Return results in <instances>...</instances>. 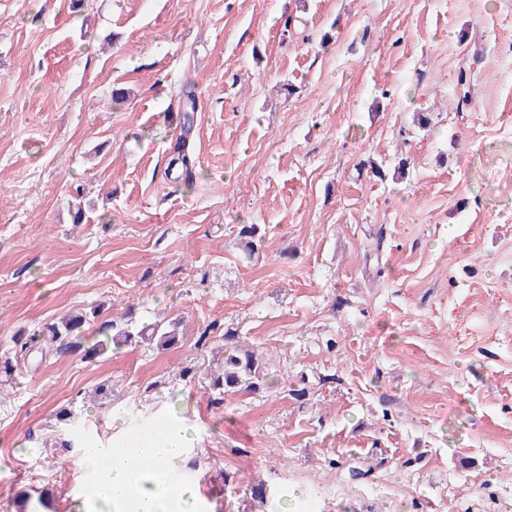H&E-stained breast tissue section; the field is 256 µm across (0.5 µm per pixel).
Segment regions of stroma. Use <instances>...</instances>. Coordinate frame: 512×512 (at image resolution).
<instances>
[{"mask_svg":"<svg viewBox=\"0 0 512 512\" xmlns=\"http://www.w3.org/2000/svg\"><path fill=\"white\" fill-rule=\"evenodd\" d=\"M130 308L178 346L85 358ZM228 330L267 389L211 390ZM5 359L0 512H83L138 423L191 432L200 512H512V0H0ZM183 96V132L176 139L173 155L168 163V173L171 174L175 171L178 175L176 180L184 176V179L189 180L192 178L193 168L195 165V157L192 150L189 149L187 144V134L190 131L194 122V112L196 109V92L194 88L186 87L182 91ZM90 316L95 318L97 312L95 310L89 313L86 311L84 313L76 312L59 323L47 324L39 334H34L21 345V352H25L27 355L35 348L39 349L41 345L45 346L58 341H67L66 345L81 344L73 342V340L81 337V329ZM31 500V494L27 492L18 493L14 498L17 512H52L55 509L49 490L40 492L35 502H31Z\"/></svg>","mask_w":512,"mask_h":512,"instance_id":"35a3bbf8","label":"stroma"}]
</instances>
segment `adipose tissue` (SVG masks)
Segmentation results:
<instances>
[{"label":"adipose tissue","mask_w":512,"mask_h":512,"mask_svg":"<svg viewBox=\"0 0 512 512\" xmlns=\"http://www.w3.org/2000/svg\"><path fill=\"white\" fill-rule=\"evenodd\" d=\"M183 433L146 437L118 453L96 448L79 464L95 477L87 512H196V492L183 485L170 462L182 456Z\"/></svg>","instance_id":"obj_1"}]
</instances>
